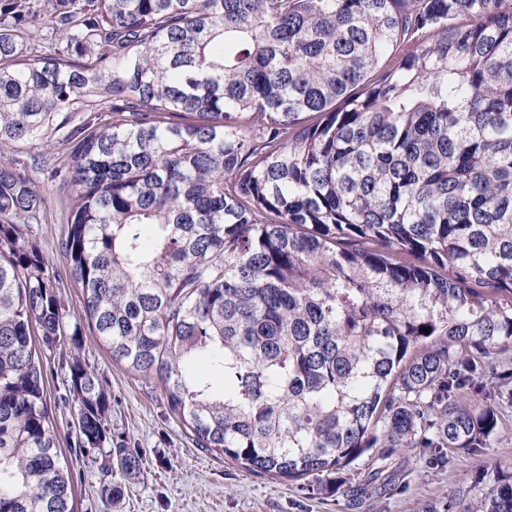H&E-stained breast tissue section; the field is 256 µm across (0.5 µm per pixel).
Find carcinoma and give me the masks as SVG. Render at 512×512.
<instances>
[{
    "instance_id": "1",
    "label": "carcinoma",
    "mask_w": 512,
    "mask_h": 512,
    "mask_svg": "<svg viewBox=\"0 0 512 512\" xmlns=\"http://www.w3.org/2000/svg\"><path fill=\"white\" fill-rule=\"evenodd\" d=\"M42 29L64 46L32 54ZM75 112L40 172L83 319L197 447L358 499L417 449L471 463L448 512H512L485 459L512 430V0H0V149ZM44 212L0 160V512H75L44 359L83 328ZM69 372L100 451L108 392ZM55 150H49L43 147V143L25 145L17 148L10 154L11 162L22 173L33 179L37 189L47 200V214L42 224H34V234L41 247L49 270L54 271L60 288H56L62 298L67 310L71 314V321L81 319L83 314V295L80 288H77L71 280L67 262L59 251L58 243L63 237L66 224L59 219L62 210L64 195L59 192L58 185L43 178L42 175L32 168V160L37 155L49 153V157L55 163L63 160L67 156L66 146L55 144Z\"/></svg>"
}]
</instances>
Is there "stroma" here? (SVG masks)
I'll return each instance as SVG.
<instances>
[{
    "label": "stroma",
    "instance_id": "stroma-1",
    "mask_svg": "<svg viewBox=\"0 0 512 512\" xmlns=\"http://www.w3.org/2000/svg\"><path fill=\"white\" fill-rule=\"evenodd\" d=\"M44 153L58 162L67 150L59 145L48 152L40 144L26 145L12 151L10 159L32 177L47 200L45 220L35 225L34 234L56 275L60 297L72 318L78 319L83 314V295L58 248L65 230L59 218L63 195L56 183L32 168L33 158ZM80 355L110 393L107 424L113 445L139 449L144 472L130 479L116 470L105 471L100 454L75 447L77 402L68 389L70 353L57 350L48 359L46 392L60 447L70 463L76 512H343L335 498L314 494L295 481L249 473L196 447L170 412L162 388L144 384L113 362L91 333H84ZM404 482L400 491L367 500L366 512H447L449 493L464 485V469H436L416 456L406 466ZM115 484L124 494L112 505L108 496Z\"/></svg>",
    "mask_w": 512,
    "mask_h": 512
}]
</instances>
